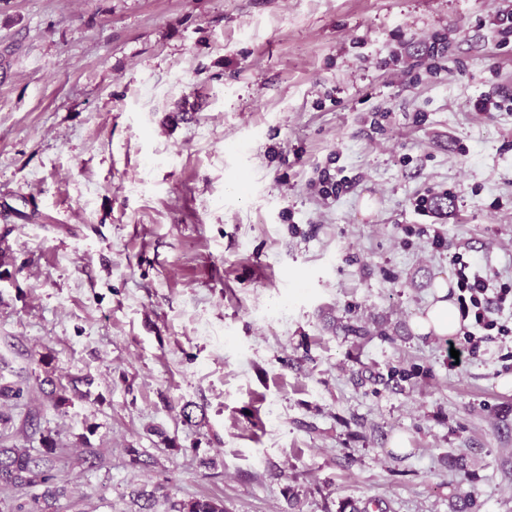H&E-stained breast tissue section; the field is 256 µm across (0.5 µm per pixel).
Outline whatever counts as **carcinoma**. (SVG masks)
<instances>
[{
    "label": "carcinoma",
    "mask_w": 512,
    "mask_h": 512,
    "mask_svg": "<svg viewBox=\"0 0 512 512\" xmlns=\"http://www.w3.org/2000/svg\"><path fill=\"white\" fill-rule=\"evenodd\" d=\"M57 447L53 439L47 438L43 448L32 453L29 448L0 447V484L14 489L45 487L40 495L33 496L32 506L21 503L17 512H55V504L64 489L53 485V461ZM175 512H224L220 500L213 497L194 498L183 501Z\"/></svg>",
    "instance_id": "carcinoma-1"
}]
</instances>
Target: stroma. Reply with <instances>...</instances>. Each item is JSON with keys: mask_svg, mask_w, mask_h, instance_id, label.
Instances as JSON below:
<instances>
[{"mask_svg": "<svg viewBox=\"0 0 512 512\" xmlns=\"http://www.w3.org/2000/svg\"><path fill=\"white\" fill-rule=\"evenodd\" d=\"M498 9L0 0V446L58 512H512V337L413 327L453 254L512 284ZM43 448L36 454L33 448H5L0 447V484L14 489L33 488L45 486L40 495L33 496V505L26 508V504L17 506V512H56L55 504L64 489L54 484L52 474L53 461L56 457V444L52 438L43 441Z\"/></svg>", "mask_w": 512, "mask_h": 512, "instance_id": "stroma-1", "label": "stroma"}]
</instances>
